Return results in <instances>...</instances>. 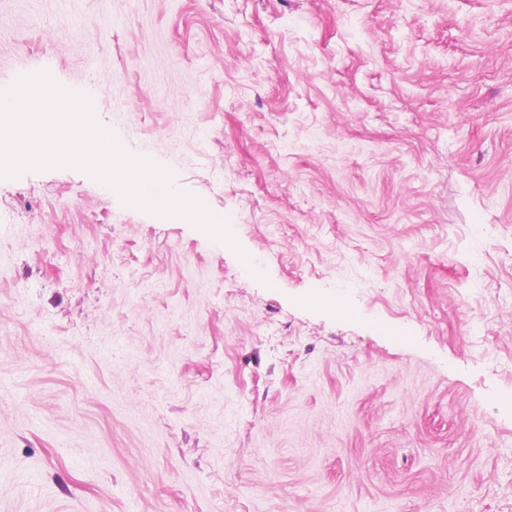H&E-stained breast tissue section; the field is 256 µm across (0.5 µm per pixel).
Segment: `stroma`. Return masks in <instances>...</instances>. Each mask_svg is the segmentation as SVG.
<instances>
[{
  "mask_svg": "<svg viewBox=\"0 0 512 512\" xmlns=\"http://www.w3.org/2000/svg\"><path fill=\"white\" fill-rule=\"evenodd\" d=\"M233 244L0 177V512H512V0H0Z\"/></svg>",
  "mask_w": 512,
  "mask_h": 512,
  "instance_id": "stroma-1",
  "label": "stroma"
}]
</instances>
